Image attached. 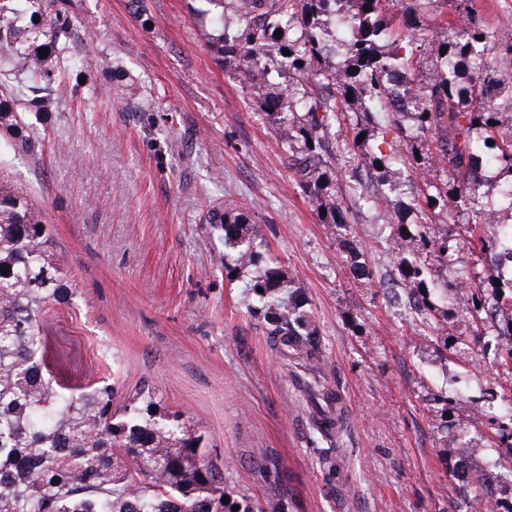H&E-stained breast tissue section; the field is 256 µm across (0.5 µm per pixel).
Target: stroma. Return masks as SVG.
<instances>
[{"label": "stroma", "instance_id": "stroma-1", "mask_svg": "<svg viewBox=\"0 0 512 512\" xmlns=\"http://www.w3.org/2000/svg\"><path fill=\"white\" fill-rule=\"evenodd\" d=\"M143 3L137 14L130 0H65L79 50L99 66L73 70L77 97L29 113L40 160L14 154L0 128V177L49 225L77 290L43 319L50 372L78 392L111 382L119 402L157 388L202 435L243 512H455L448 442L482 458L492 431L451 398L510 389L512 370L479 352L469 363L441 357L390 302L375 212L352 214L373 280L343 274L341 237L320 223L280 133L212 45L238 12L213 0ZM469 6L493 33L491 54L512 45V0ZM226 203L301 295L322 342L314 362L294 359L252 315L255 267L225 271L207 213ZM326 391L341 419L329 438L313 426Z\"/></svg>", "mask_w": 512, "mask_h": 512}]
</instances>
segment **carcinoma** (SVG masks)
Here are the masks:
<instances>
[{"label": "carcinoma", "mask_w": 512, "mask_h": 512, "mask_svg": "<svg viewBox=\"0 0 512 512\" xmlns=\"http://www.w3.org/2000/svg\"><path fill=\"white\" fill-rule=\"evenodd\" d=\"M231 2L239 4L240 25L216 35L217 51L225 68L266 83L257 111L283 130L288 168L318 204L320 222L341 231L345 274L372 279L343 194L360 207L387 201L369 183L391 185L393 166L404 158L418 175L432 168L445 173L435 192L389 213L382 224L377 243L391 254L404 291L394 300L437 347L457 357L476 347L492 350L494 360L512 369V223H499L484 191L495 186L512 211V131H504L497 108L502 94H512V48L490 55V32L465 0L428 73L421 53L429 34L419 13L399 10L395 29L387 21L403 0ZM74 27L63 0H0V128L15 133L19 154L35 155L40 141L24 130L18 106H50L76 64H96L76 60ZM43 47L45 58L38 52ZM362 133L383 135L389 150L359 156ZM338 161L349 168L343 187ZM432 209L445 212L459 231H434L425 218ZM208 221L221 225L224 245L237 249L235 264L258 266L245 214L215 207ZM487 224L500 229L489 250L480 235ZM464 233L480 243L472 264L491 266L496 280L460 278L440 290L429 275L460 251ZM249 288L263 302L268 335L297 357L316 360L320 338L300 296L282 295L278 262L268 260ZM450 292L463 332L436 320ZM74 295L48 226L13 184L0 180V512H224L223 472L205 459L200 436L182 414L160 409L155 390L144 387L114 409L110 384L79 394L54 386L40 318ZM454 401L499 403L491 436L497 459L484 463L448 444V475L464 512L482 502L487 512H512V466L500 463L502 456L512 459V395L460 392Z\"/></svg>", "instance_id": "1"}]
</instances>
